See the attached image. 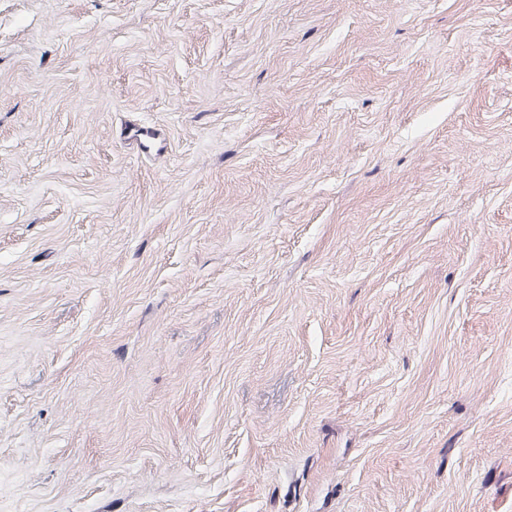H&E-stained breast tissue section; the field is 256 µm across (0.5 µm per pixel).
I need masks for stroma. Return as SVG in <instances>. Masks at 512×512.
<instances>
[{
	"label": "stroma",
	"instance_id": "1",
	"mask_svg": "<svg viewBox=\"0 0 512 512\" xmlns=\"http://www.w3.org/2000/svg\"><path fill=\"white\" fill-rule=\"evenodd\" d=\"M0 512H512V0H0Z\"/></svg>",
	"mask_w": 512,
	"mask_h": 512
}]
</instances>
